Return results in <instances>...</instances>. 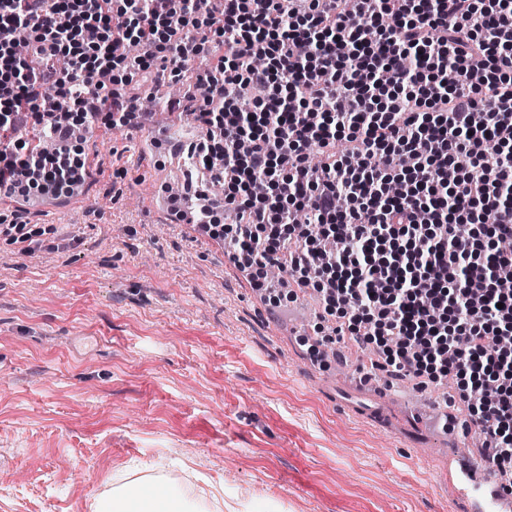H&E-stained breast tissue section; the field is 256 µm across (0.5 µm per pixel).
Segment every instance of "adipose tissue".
Returning a JSON list of instances; mask_svg holds the SVG:
<instances>
[{
  "label": "adipose tissue",
  "instance_id": "1",
  "mask_svg": "<svg viewBox=\"0 0 512 512\" xmlns=\"http://www.w3.org/2000/svg\"><path fill=\"white\" fill-rule=\"evenodd\" d=\"M222 497L220 488L196 495L170 483L161 474L136 479L118 477L93 498L91 512H212Z\"/></svg>",
  "mask_w": 512,
  "mask_h": 512
}]
</instances>
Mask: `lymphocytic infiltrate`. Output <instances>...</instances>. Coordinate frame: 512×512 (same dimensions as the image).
Returning <instances> with one entry per match:
<instances>
[{"label": "lymphocytic infiltrate", "instance_id": "lymphocytic-infiltrate-1", "mask_svg": "<svg viewBox=\"0 0 512 512\" xmlns=\"http://www.w3.org/2000/svg\"><path fill=\"white\" fill-rule=\"evenodd\" d=\"M173 84L191 176L235 219L172 216L260 290L274 268L316 290L393 373L453 380L512 466V0H0V193L70 197L75 128Z\"/></svg>", "mask_w": 512, "mask_h": 512}]
</instances>
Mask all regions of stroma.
Wrapping results in <instances>:
<instances>
[{
    "label": "stroma",
    "mask_w": 512,
    "mask_h": 512,
    "mask_svg": "<svg viewBox=\"0 0 512 512\" xmlns=\"http://www.w3.org/2000/svg\"><path fill=\"white\" fill-rule=\"evenodd\" d=\"M134 137L94 128L102 170L33 213L32 253L0 236V512H90L135 461L255 512H468L452 471L476 438L400 413L445 383L380 393L358 382L377 352L315 357L336 325L318 295L291 287L272 309L221 241L171 223L155 192L180 172Z\"/></svg>",
    "instance_id": "stroma-1"
}]
</instances>
